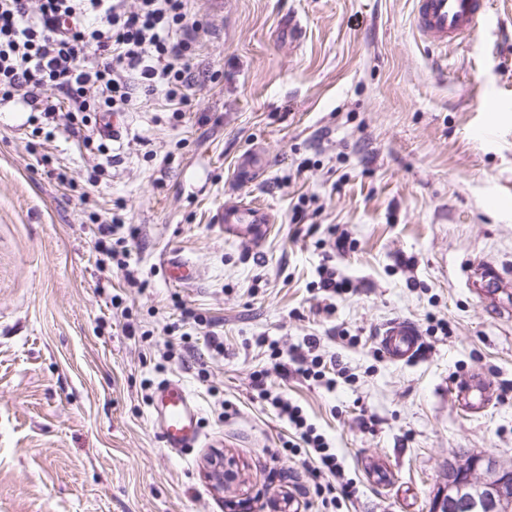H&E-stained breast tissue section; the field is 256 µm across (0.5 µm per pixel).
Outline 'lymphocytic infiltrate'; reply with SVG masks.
<instances>
[{
	"label": "lymphocytic infiltrate",
	"mask_w": 512,
	"mask_h": 512,
	"mask_svg": "<svg viewBox=\"0 0 512 512\" xmlns=\"http://www.w3.org/2000/svg\"><path fill=\"white\" fill-rule=\"evenodd\" d=\"M201 29L193 0H0V100L50 120L129 112L158 94L180 114L195 91ZM49 87L56 96L46 95ZM265 377L255 375L260 395L291 430L281 454L302 456L319 512H344L356 486L335 448L301 406L270 397Z\"/></svg>",
	"instance_id": "lymphocytic-infiltrate-1"
}]
</instances>
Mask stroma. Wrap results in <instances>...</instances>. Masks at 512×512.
<instances>
[{
    "label": "stroma",
    "mask_w": 512,
    "mask_h": 512,
    "mask_svg": "<svg viewBox=\"0 0 512 512\" xmlns=\"http://www.w3.org/2000/svg\"><path fill=\"white\" fill-rule=\"evenodd\" d=\"M195 10L207 33L184 118L153 97L99 150L66 114L37 134L0 104V512H315L302 460L277 453L288 422L259 398L260 370L332 440L358 483L349 512H429L471 452L512 466V311L464 275L480 256L512 278V208L495 204L512 199V0H492L484 37L446 47L417 34L415 0ZM236 204L269 214L263 241L217 223ZM109 217L125 271L96 248ZM175 253L192 283L168 280ZM324 265L348 293L317 289ZM431 314L449 335L428 333ZM394 319L422 333L407 365L379 352ZM312 336L346 369L335 389L269 356ZM474 370L492 399L478 416L454 397ZM169 378L201 409L184 455L149 421V387ZM374 458L389 483L369 480Z\"/></svg>",
    "instance_id": "1"
}]
</instances>
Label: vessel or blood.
I'll use <instances>...</instances> for the list:
<instances>
[{
    "instance_id": "b4317fda",
    "label": "vessel or blood",
    "mask_w": 512,
    "mask_h": 512,
    "mask_svg": "<svg viewBox=\"0 0 512 512\" xmlns=\"http://www.w3.org/2000/svg\"><path fill=\"white\" fill-rule=\"evenodd\" d=\"M489 10V0H417L416 26L424 39L447 45L458 39L479 37ZM219 223L226 227L247 226L261 236L265 213L262 209L229 206L219 211ZM171 280L188 282L197 268L189 260L175 256L166 265ZM468 277L481 294L490 296L502 288L497 269L480 260L471 261ZM422 337L411 322L396 320L387 324L379 337V348L392 361L408 364L417 357ZM457 400L468 413L484 412L490 404L488 384L482 373L471 372L457 386ZM149 419L157 429L164 448L181 452L195 447L201 436L200 411L185 384L166 379L155 388L150 400Z\"/></svg>"
}]
</instances>
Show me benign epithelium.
<instances>
[{"instance_id": "obj_1", "label": "benign epithelium", "mask_w": 512, "mask_h": 512, "mask_svg": "<svg viewBox=\"0 0 512 512\" xmlns=\"http://www.w3.org/2000/svg\"><path fill=\"white\" fill-rule=\"evenodd\" d=\"M430 512H512V468L482 454L448 464Z\"/></svg>"}]
</instances>
